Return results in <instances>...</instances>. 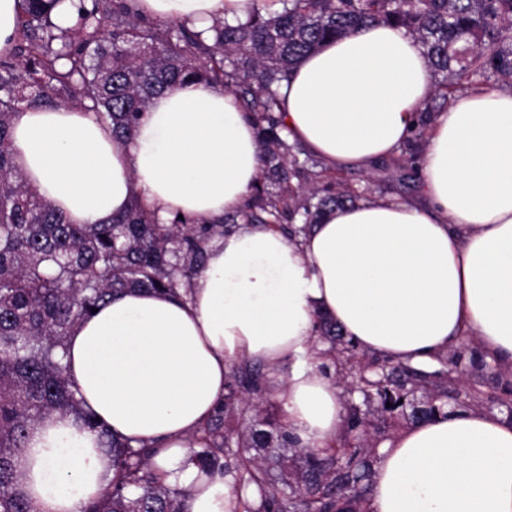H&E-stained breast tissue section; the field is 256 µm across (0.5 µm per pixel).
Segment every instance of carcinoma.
Listing matches in <instances>:
<instances>
[{
	"label": "carcinoma",
	"instance_id": "obj_1",
	"mask_svg": "<svg viewBox=\"0 0 512 512\" xmlns=\"http://www.w3.org/2000/svg\"><path fill=\"white\" fill-rule=\"evenodd\" d=\"M131 0H80L76 25L51 18L60 0H22L18 36L0 53V512H32L15 491L17 462L29 430L44 415L83 419L112 448L117 476L82 512H186V488L166 484L153 447L133 445L92 419L68 375L70 329L126 289L189 291L205 246L224 225L174 218L163 224L137 197L105 224H71L30 188L12 150L17 111L72 106L94 112L120 140L132 138L151 99L186 81L219 84L234 94L255 124L261 174L241 211L245 224L285 228L316 224L323 210L356 202L345 183L309 187L316 162L299 160L288 143L279 83L305 54L372 23H392L418 40L434 94L387 177L399 183L419 170L435 116L456 94L487 83L512 89V0H257L247 20L214 22L213 40L179 21L142 18ZM348 393L345 434L329 448H298L272 405L265 369L231 368L224 403L191 439L205 474L233 478L235 512H365L369 481L384 430L375 421L403 415L413 423L441 412L452 398L465 408L503 402L475 387L448 385L439 359L427 371L387 359L362 362L337 325L320 320Z\"/></svg>",
	"mask_w": 512,
	"mask_h": 512
}]
</instances>
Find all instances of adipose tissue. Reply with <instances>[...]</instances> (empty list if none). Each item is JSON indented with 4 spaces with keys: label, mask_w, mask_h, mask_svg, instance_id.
Masks as SVG:
<instances>
[{
    "label": "adipose tissue",
    "mask_w": 512,
    "mask_h": 512,
    "mask_svg": "<svg viewBox=\"0 0 512 512\" xmlns=\"http://www.w3.org/2000/svg\"><path fill=\"white\" fill-rule=\"evenodd\" d=\"M253 0H137L152 19L209 31L246 21ZM289 142L332 171L398 154L433 92L420 43L374 24L325 42L280 84ZM26 181L73 224H97L141 195L160 221L234 214L260 167L255 127L223 87L156 97L125 144L93 113L25 107L12 125ZM420 199L385 195L295 237L241 224L206 246L188 295L126 291L68 338L69 375L114 436L159 446L187 512H233L230 478L205 476L189 439L243 360L271 367L272 393L303 448L334 445L345 401L314 358L320 318L367 353L433 363L472 339L512 375V90L479 89L439 113L421 154ZM367 512H512V422L445 407L378 448ZM112 453L81 419L31 430L18 488L35 512H81L114 479Z\"/></svg>",
    "instance_id": "obj_1"
}]
</instances>
